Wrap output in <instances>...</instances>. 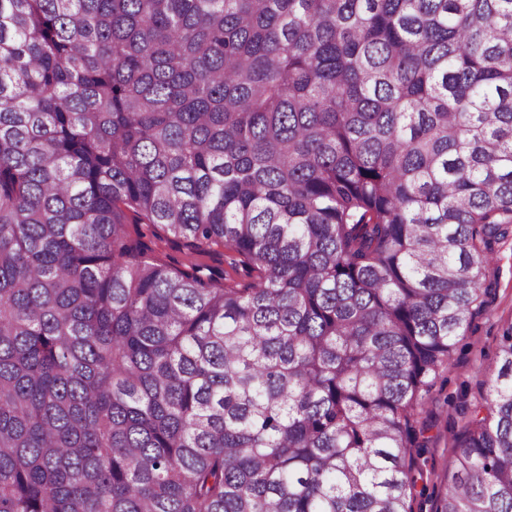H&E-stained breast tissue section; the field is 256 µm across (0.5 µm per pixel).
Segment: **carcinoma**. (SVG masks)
Returning <instances> with one entry per match:
<instances>
[{"instance_id":"cac0c4a2","label":"carcinoma","mask_w":512,"mask_h":512,"mask_svg":"<svg viewBox=\"0 0 512 512\" xmlns=\"http://www.w3.org/2000/svg\"><path fill=\"white\" fill-rule=\"evenodd\" d=\"M511 234L512 0H0V512H413ZM452 468L512 512V325ZM126 232L132 237H140L147 247V253L174 268H184L188 264L185 246L178 241L164 237L159 227L148 224H125ZM233 258V253L228 252L224 247H215L207 256L198 257V262L207 266L209 272H212L214 277L219 280V284H224V270L232 273L229 266Z\"/></svg>"}]
</instances>
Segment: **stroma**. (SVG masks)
Here are the masks:
<instances>
[{"mask_svg": "<svg viewBox=\"0 0 512 512\" xmlns=\"http://www.w3.org/2000/svg\"><path fill=\"white\" fill-rule=\"evenodd\" d=\"M126 232L140 238L148 254L172 267L187 263V251L163 231L146 224H127ZM491 290L485 310L457 343L454 362L423 402L425 428L419 440L426 446L417 463L424 472L426 494H436V476L452 461L454 436L465 422L467 407L485 395L484 382L494 363L503 330L512 325V236L495 247L486 272Z\"/></svg>", "mask_w": 512, "mask_h": 512, "instance_id": "obj_1", "label": "stroma"}]
</instances>
